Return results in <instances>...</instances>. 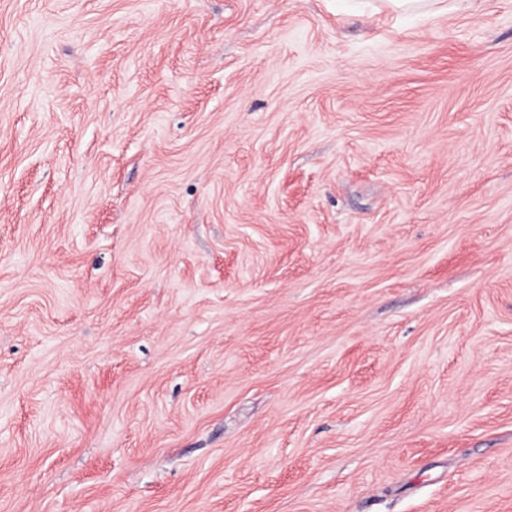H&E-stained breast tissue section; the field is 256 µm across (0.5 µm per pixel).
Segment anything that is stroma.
<instances>
[{
    "mask_svg": "<svg viewBox=\"0 0 512 512\" xmlns=\"http://www.w3.org/2000/svg\"><path fill=\"white\" fill-rule=\"evenodd\" d=\"M0 512H512V0H0Z\"/></svg>",
    "mask_w": 512,
    "mask_h": 512,
    "instance_id": "1",
    "label": "stroma"
}]
</instances>
